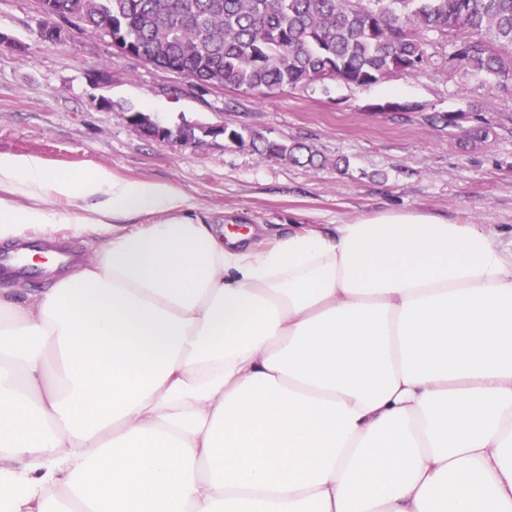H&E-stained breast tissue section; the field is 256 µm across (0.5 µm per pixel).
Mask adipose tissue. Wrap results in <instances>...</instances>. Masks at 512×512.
Instances as JSON below:
<instances>
[{
	"label": "adipose tissue",
	"mask_w": 512,
	"mask_h": 512,
	"mask_svg": "<svg viewBox=\"0 0 512 512\" xmlns=\"http://www.w3.org/2000/svg\"><path fill=\"white\" fill-rule=\"evenodd\" d=\"M61 227L92 258L30 247ZM1 243L57 274L0 288L9 512H512V252L478 225L240 249L170 184L0 153Z\"/></svg>",
	"instance_id": "1"
}]
</instances>
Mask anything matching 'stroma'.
I'll return each instance as SVG.
<instances>
[{"label": "stroma", "mask_w": 512, "mask_h": 512, "mask_svg": "<svg viewBox=\"0 0 512 512\" xmlns=\"http://www.w3.org/2000/svg\"><path fill=\"white\" fill-rule=\"evenodd\" d=\"M39 0H0V153L80 178L99 167L173 185L212 223L273 242L388 209L480 224L512 249V85L465 72L428 35L430 64L369 85L327 80L258 95L198 87L62 26L40 35ZM211 126L162 142L130 117ZM302 142L314 164L238 146L217 131Z\"/></svg>", "instance_id": "obj_1"}]
</instances>
